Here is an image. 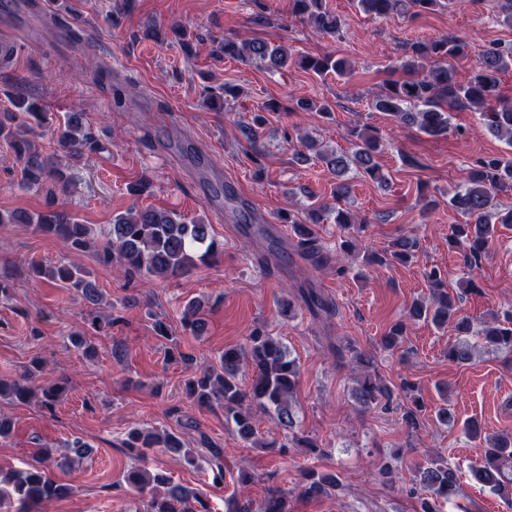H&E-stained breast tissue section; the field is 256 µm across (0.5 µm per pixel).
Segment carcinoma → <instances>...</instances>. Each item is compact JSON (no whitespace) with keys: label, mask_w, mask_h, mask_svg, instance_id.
I'll return each instance as SVG.
<instances>
[{"label":"carcinoma","mask_w":512,"mask_h":512,"mask_svg":"<svg viewBox=\"0 0 512 512\" xmlns=\"http://www.w3.org/2000/svg\"><path fill=\"white\" fill-rule=\"evenodd\" d=\"M359 11L373 18L394 13L421 16L434 10L440 0H355ZM291 15L308 21L321 32L331 36L340 34L342 20L325 6V0H290ZM224 56L245 63L256 60L268 62L273 69L284 67L288 60L301 69L324 78L334 73L348 79L354 69L346 57L333 54L322 56L298 55L282 45L251 40L242 44L226 40L219 45ZM469 53V44L457 37L442 36L430 42L415 41L405 49L398 68L406 78L386 82L373 97L371 107L390 116L401 125L417 127L425 134L439 137L451 131V112L473 110L482 113L487 130L512 145V100L501 95V76L512 69V42H490L476 54L475 65L466 75L460 74L448 59ZM16 112L0 113V140L7 143L20 176V183L38 188L53 181L65 186L67 172L54 156L40 150L27 135L35 126L47 121V113L34 101L22 96L14 99ZM56 144L74 160L85 155L100 153L104 146L86 123L81 112H68L58 124ZM353 151L324 150L307 136L288 134V141L296 140L297 159L306 162L313 158L326 164L336 174V185L331 190L332 202L310 197L301 205V214L288 212L281 222L291 225L297 238L298 254L316 266L327 264L331 258L323 252L313 229L317 224L333 222L343 231L342 262L353 259L359 252L358 233L365 228V220L340 207L341 201L351 193L347 178L351 166L373 180H387L382 169L374 162L383 142L378 131L355 128L352 131ZM512 192V152L481 157L475 160L466 182L449 199L448 204L467 218L463 224L452 226L448 247L458 250L461 261L469 267L478 266L482 254L497 233L498 225L512 224V209L498 208L497 196ZM25 224L33 232L64 244L73 253L100 248L99 255L106 263L117 267L127 280L135 278L167 279L189 273L214 255L216 243L209 238V225L188 220L165 210L134 207L115 216L105 234V242L97 244L93 229L82 224L64 209L43 212H0V226ZM416 242L409 238L394 241L382 253L366 256L369 263L387 265L404 263L414 256ZM33 275L49 283L63 285L93 305L101 301V291L89 280L88 273L75 263L49 268L41 264L30 266ZM429 284V297L415 301L407 310L406 319L394 323L382 337V345L393 350L407 338L408 322L423 320L440 327L450 325L464 340L448 346V360L462 364L470 360L472 345L465 340L475 336L494 349L512 351V316L493 319L476 327L469 318L458 314L455 297L448 292L446 272L432 266L425 271ZM300 297L313 315L333 314L335 308L314 288H306ZM206 310L198 301L186 306L183 322L191 333L198 336L205 325ZM181 361L191 369L185 379L188 397L199 407L221 409L224 420L234 424L237 434L252 446L270 448L282 455L288 454V443L272 435L264 436L256 426L255 415L264 413L275 419L277 428L288 431L294 427L291 396L301 376L296 359L290 357L281 340L263 328L253 329L243 344L228 347L220 358V367L195 365L194 357L179 354ZM249 363L253 374L249 386L239 382L241 364ZM46 373L42 363L19 381L0 379V396L9 394L20 403L36 400L41 407L52 410L61 394L69 387V380L60 376L45 385H33L34 373ZM379 377L370 373L360 381L356 390L358 404L369 409L388 396L387 387L377 383ZM126 447L139 449L162 448L181 454L183 442L173 432L162 434L153 430L134 429L129 433ZM214 462L212 481L225 480L221 465L222 449L205 442ZM55 459L47 449L32 458L22 470H0V509L15 499L20 507L16 512H40L41 505L65 493L66 487L51 476ZM476 481L490 488L506 501L512 502V437H489L479 462L471 468ZM415 482L420 488L418 512H441V507L459 490L456 470L436 461L416 471ZM339 486L335 473L318 471L313 467L302 469L301 493L309 498L330 493ZM120 487L142 497L143 512H211L199 492L185 487L146 467L135 466L127 471ZM225 512H288L286 493L273 489L259 504L249 498L232 495L224 501Z\"/></svg>","instance_id":"1"}]
</instances>
